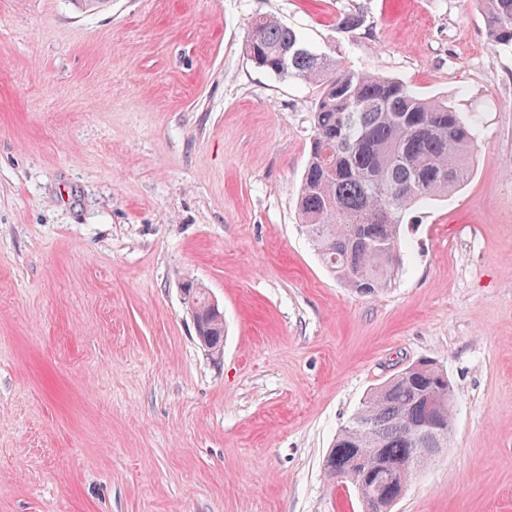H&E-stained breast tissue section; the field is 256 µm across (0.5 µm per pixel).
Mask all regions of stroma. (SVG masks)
<instances>
[{"instance_id":"obj_1","label":"stroma","mask_w":512,"mask_h":512,"mask_svg":"<svg viewBox=\"0 0 512 512\" xmlns=\"http://www.w3.org/2000/svg\"><path fill=\"white\" fill-rule=\"evenodd\" d=\"M256 15L479 135L381 295L298 227L319 88L253 64ZM424 358L454 430L393 512H512V50L476 0H0V512H359L323 459ZM187 287L194 293L196 298V318L198 331L203 336L210 337V353L214 359L218 360L222 357L224 351V316L222 318L212 316L210 312V298L201 284L192 279L184 280ZM196 336L198 338V331Z\"/></svg>"}]
</instances>
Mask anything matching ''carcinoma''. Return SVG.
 Masks as SVG:
<instances>
[{
	"instance_id": "obj_1",
	"label": "carcinoma",
	"mask_w": 512,
	"mask_h": 512,
	"mask_svg": "<svg viewBox=\"0 0 512 512\" xmlns=\"http://www.w3.org/2000/svg\"><path fill=\"white\" fill-rule=\"evenodd\" d=\"M490 40L512 46V0H478ZM245 50L259 68L320 87L308 160L298 191L299 227L322 263L366 296L388 289L401 262L405 214L460 189L473 172L475 133L448 102L403 82L357 71L270 16L248 23ZM198 331L214 359L224 351V319L212 316L201 284ZM448 376L421 360L374 388L336 436L323 469L358 494L361 512H392L414 473L448 447L454 396Z\"/></svg>"
}]
</instances>
